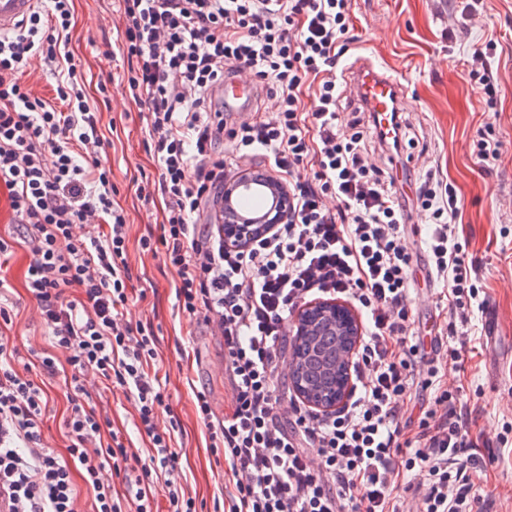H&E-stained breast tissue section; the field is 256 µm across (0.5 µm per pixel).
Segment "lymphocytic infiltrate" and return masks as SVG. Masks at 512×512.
I'll return each instance as SVG.
<instances>
[{"instance_id": "obj_1", "label": "lymphocytic infiltrate", "mask_w": 512, "mask_h": 512, "mask_svg": "<svg viewBox=\"0 0 512 512\" xmlns=\"http://www.w3.org/2000/svg\"><path fill=\"white\" fill-rule=\"evenodd\" d=\"M351 0H120L122 81L143 109L158 178L137 188L161 195L163 233L141 247L164 248L178 280L179 311L215 324L234 398L215 419L210 396L195 394L209 446L224 459V512H403L394 502L398 470L424 469L416 512H480L469 472L482 459L469 436L470 413L455 389L440 390L414 436L404 402L420 380L425 345L410 331L412 253L395 180L367 162L366 112L343 113L336 67L346 51ZM72 0L34 10L18 33L0 37V185L9 193L16 235L31 255L26 288L64 363L42 358L39 378L14 367L20 355L0 303V502L5 512H80L73 482L94 492L93 512H197L174 477L181 431L161 423L165 395L148 368L158 356L150 325L127 317V219L112 203V172L99 155V118L67 50ZM62 68L55 101L19 79L31 59ZM250 71L275 96L273 115L227 123V63ZM319 85L302 99L308 80ZM284 176L287 219L253 243L224 242L203 222V203L243 159ZM313 166L312 178L296 176ZM452 185L428 179L418 206L429 215L427 247L448 287L450 334L467 330L483 282L456 235ZM82 234H75V225ZM350 302L363 318L353 357L354 388L323 412L287 392L285 345L296 309L316 300ZM63 378L71 413L67 456L46 448L48 399L42 379ZM104 385L133 398L136 427L151 445L146 462L124 444L106 445L109 418L90 402ZM136 472L134 500L122 503L101 477Z\"/></svg>"}]
</instances>
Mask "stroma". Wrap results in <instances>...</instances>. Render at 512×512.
<instances>
[{
    "mask_svg": "<svg viewBox=\"0 0 512 512\" xmlns=\"http://www.w3.org/2000/svg\"><path fill=\"white\" fill-rule=\"evenodd\" d=\"M353 30L348 50L337 69L345 79L362 57L400 79L406 89L405 118L409 126L402 161L390 166L384 152L370 154L372 163L392 168L396 187L409 215L405 226L414 253V283L410 293L415 334L429 337L450 320L448 290L427 280L423 241L428 217L416 196L428 173L454 186L458 206L459 238L480 268L485 305L476 310L462 352V365L440 368L436 386L418 389L408 401L409 411L432 402L437 387L461 388L479 417L472 427L479 438L483 466L472 469L470 480L492 512H512V440L500 443L512 429V0H484L468 25L457 23V0H352ZM121 30L117 0H74L69 50L80 61L88 99L101 112V132L109 142L102 161L112 171L114 201L127 214L128 264L134 290L132 321L151 323L159 356L155 369L166 386L172 415L182 425L178 467L186 490L196 499L198 512H219L224 505V466L207 446V430L195 410V390L203 387L212 400L215 417L231 406L232 386L224 372V342L213 335L202 317L178 312L174 286L177 275L164 268L161 255L142 251L141 237L160 238L163 201L145 205L136 189L144 179H156L148 152L141 109L123 92L124 64L111 49ZM492 42L487 63L498 78L500 96L489 106L476 78L470 76L474 48ZM108 81L109 97L101 99L96 86ZM499 142L500 156L484 165L475 144L484 132ZM30 255L15 248L0 273L12 286L17 314L7 331L20 351L16 369L51 347L37 321L36 304L24 284ZM500 318L495 338H488L487 312ZM107 410L111 428L125 445L146 451L147 438L135 428L137 410L122 389L101 391L94 398Z\"/></svg>",
    "mask_w": 512,
    "mask_h": 512,
    "instance_id": "obj_1",
    "label": "stroma"
}]
</instances>
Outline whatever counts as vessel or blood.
I'll use <instances>...</instances> for the list:
<instances>
[{
    "mask_svg": "<svg viewBox=\"0 0 512 512\" xmlns=\"http://www.w3.org/2000/svg\"><path fill=\"white\" fill-rule=\"evenodd\" d=\"M38 0H0V37L13 33L37 5ZM349 85L356 100L367 112L372 113L379 131L392 136V112L398 111L404 100L400 81L393 76L376 71L368 63H361L353 70ZM257 91L254 79L236 73L224 81V106L236 110L250 102ZM269 200L264 192L240 194L234 197L233 206L246 218L257 217Z\"/></svg>",
    "mask_w": 512,
    "mask_h": 512,
    "instance_id": "vessel-or-blood-1",
    "label": "vessel or blood"
}]
</instances>
